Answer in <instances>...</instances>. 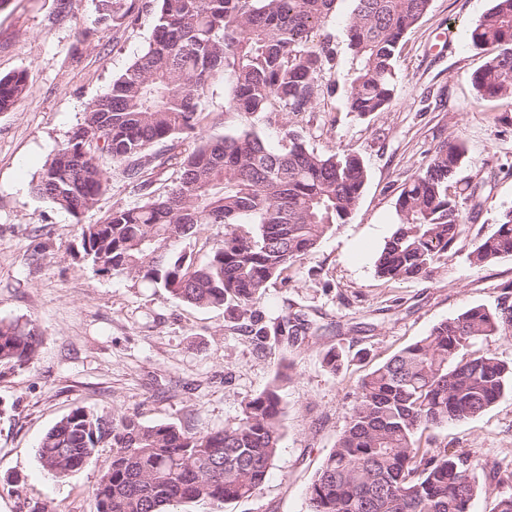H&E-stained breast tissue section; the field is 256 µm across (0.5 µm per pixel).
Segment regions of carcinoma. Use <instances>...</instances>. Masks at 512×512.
I'll list each match as a JSON object with an SVG mask.
<instances>
[{"label": "carcinoma", "mask_w": 512, "mask_h": 512, "mask_svg": "<svg viewBox=\"0 0 512 512\" xmlns=\"http://www.w3.org/2000/svg\"><path fill=\"white\" fill-rule=\"evenodd\" d=\"M347 23L353 67L349 112L365 117L388 109L394 61L404 34L431 0H354ZM494 5L469 31L487 52L472 83L482 98L512 107V0ZM336 0H96L79 31L83 45L109 26L155 17L147 50L84 110L45 165L33 190L75 218L96 206L110 166L142 191V201L117 207L99 224H82L76 253L100 276L123 275L169 291L195 306L222 305L239 328L295 347L312 332L302 311L269 323L253 309L272 281L347 223L367 179L353 152L319 153L294 132L275 150L250 125L203 139V98L212 77L227 83L225 111L267 122L279 113L306 112L334 89L322 84L333 61L330 40L311 33ZM24 71L0 77V112L27 93ZM196 139L178 181L155 196L143 174L164 164L152 147ZM464 148L440 144L402 188L395 229L374 261L387 280L421 281L447 263L464 226L473 220L459 199L475 189L457 179ZM205 224L224 225V240L201 264L179 249ZM243 224L255 225L247 234ZM483 267L512 258V208L497 230L467 254ZM512 333V283L495 309L482 305L437 323L429 335L364 375L348 421L309 486L310 512H468L482 493L480 458L422 439L450 422L472 419L512 391V363L469 348L487 336ZM39 334L31 324L0 320V366L32 360ZM281 363L270 385L250 399L243 417L213 433L171 424L144 425L125 416L76 408L42 439L43 470L63 479L85 467L98 448L112 462L95 489L98 512H169L180 503L226 504L261 487L278 453Z\"/></svg>", "instance_id": "obj_1"}]
</instances>
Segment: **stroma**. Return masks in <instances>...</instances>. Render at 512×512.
Wrapping results in <instances>:
<instances>
[{"label":"stroma","instance_id":"1","mask_svg":"<svg viewBox=\"0 0 512 512\" xmlns=\"http://www.w3.org/2000/svg\"><path fill=\"white\" fill-rule=\"evenodd\" d=\"M493 0H431L402 38L394 97L386 111L360 118L347 110L350 50L346 24L353 0H337L322 27L334 61L323 73L331 97L311 111L254 120L274 147L296 131L318 152L358 154L368 178L347 223L270 284L255 300L266 320L295 307L318 327L297 347L244 335L223 308L197 307L123 277L96 275L76 257L80 224H96L113 208L134 205L138 189L111 170L97 207L74 218L37 197L33 186L91 100L146 49L154 18L108 28L74 55L77 32L94 16V0H7L0 6V75L25 71L29 92L0 112V320L38 327L30 364L0 369V512H97L94 489L112 450L66 479L45 472L38 448L45 434L82 407L144 424L170 423L218 432L242 416L244 404L292 362L284 382L282 427L274 464L257 493L224 505L178 504L172 512H309L307 489L351 412L360 379L395 353L465 309L495 306L512 282V258L477 268L467 254L512 207V123L497 121L500 102L480 98L471 76L487 60L465 38ZM224 76L206 93L200 133L218 136L242 120L224 109ZM458 139L463 180L483 205L447 265L427 281H388L374 256L390 236L395 202L435 148ZM343 352L337 372L321 363L327 348ZM437 445L476 452L512 470V393L483 414L435 431Z\"/></svg>","mask_w":512,"mask_h":512}]
</instances>
